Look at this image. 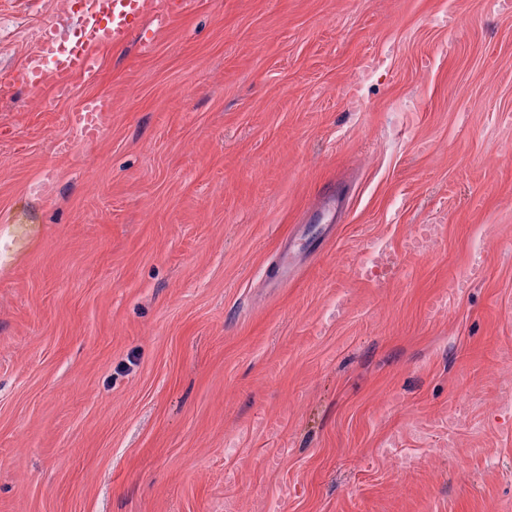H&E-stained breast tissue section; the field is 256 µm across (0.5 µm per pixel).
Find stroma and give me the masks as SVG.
<instances>
[{
	"mask_svg": "<svg viewBox=\"0 0 512 512\" xmlns=\"http://www.w3.org/2000/svg\"><path fill=\"white\" fill-rule=\"evenodd\" d=\"M46 21L0 0V512H512V10L185 0L62 98ZM111 110L112 99L107 94L86 98L72 114V124L80 139L87 142L97 139Z\"/></svg>",
	"mask_w": 512,
	"mask_h": 512,
	"instance_id": "1",
	"label": "stroma"
}]
</instances>
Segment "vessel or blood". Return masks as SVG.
<instances>
[{
  "instance_id": "obj_1",
  "label": "vessel or blood",
  "mask_w": 512,
  "mask_h": 512,
  "mask_svg": "<svg viewBox=\"0 0 512 512\" xmlns=\"http://www.w3.org/2000/svg\"><path fill=\"white\" fill-rule=\"evenodd\" d=\"M69 13L80 19L71 36L60 33L56 22L39 25L23 64L12 81L31 90L68 87L74 76H93L100 66V53L107 47L138 38L143 50H150L157 33L153 23L172 12L179 0H66ZM112 109L109 95L86 98L72 115L81 140L90 142L100 135Z\"/></svg>"
}]
</instances>
